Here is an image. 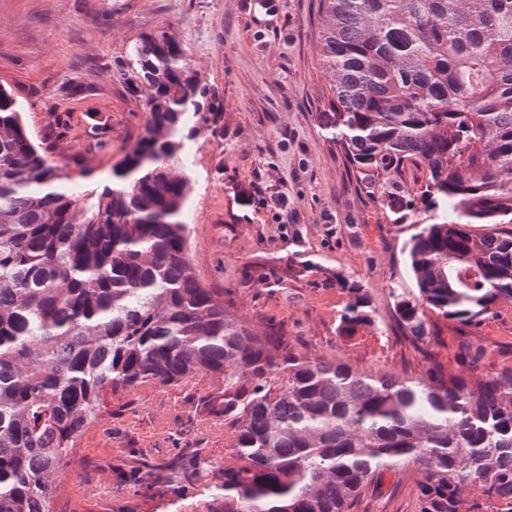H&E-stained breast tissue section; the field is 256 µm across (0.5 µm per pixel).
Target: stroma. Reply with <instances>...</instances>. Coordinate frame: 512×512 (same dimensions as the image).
I'll list each match as a JSON object with an SVG mask.
<instances>
[{"mask_svg":"<svg viewBox=\"0 0 512 512\" xmlns=\"http://www.w3.org/2000/svg\"><path fill=\"white\" fill-rule=\"evenodd\" d=\"M319 0H0V84L49 161L83 193L111 185V169L142 131L143 103L122 71L135 42L166 29L216 104L189 145L193 191L185 211L190 257L204 283L223 289L234 313L275 324L310 359L423 377L430 364L480 379L512 362V302L476 325L434 318L420 352L395 324L391 287L414 288L404 245L423 164L354 168L324 121L330 80L317 53ZM404 203L383 209L381 188ZM370 296L373 326L338 332L349 301L343 281ZM480 349L471 368L461 343ZM213 376L108 399V411L68 458L59 500L71 512H112L132 498L129 462L161 463L202 448L233 466L232 424L199 409ZM415 466L372 482L351 512H416ZM102 487L87 500L82 491Z\"/></svg>","mask_w":512,"mask_h":512,"instance_id":"obj_1","label":"stroma"}]
</instances>
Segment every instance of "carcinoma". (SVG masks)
<instances>
[{"mask_svg":"<svg viewBox=\"0 0 512 512\" xmlns=\"http://www.w3.org/2000/svg\"><path fill=\"white\" fill-rule=\"evenodd\" d=\"M317 50L335 112L327 127L353 166L426 169L405 244L416 288H392L419 348L429 314L474 325L512 299V0H319ZM143 91L142 131L112 186L70 192L0 85V512H56L64 460L106 392L218 383L209 416L234 423L238 465L203 448L129 467L134 492L165 506L209 493L206 512H350L385 471L412 464L416 512H480L461 488L512 505V363L478 382L437 367L414 380L311 360L277 329L231 312L192 266L181 220L187 142L215 111L167 31L142 37L125 73ZM343 336L371 327L349 286Z\"/></svg>","mask_w":512,"mask_h":512,"instance_id":"obj_1","label":"carcinoma"}]
</instances>
